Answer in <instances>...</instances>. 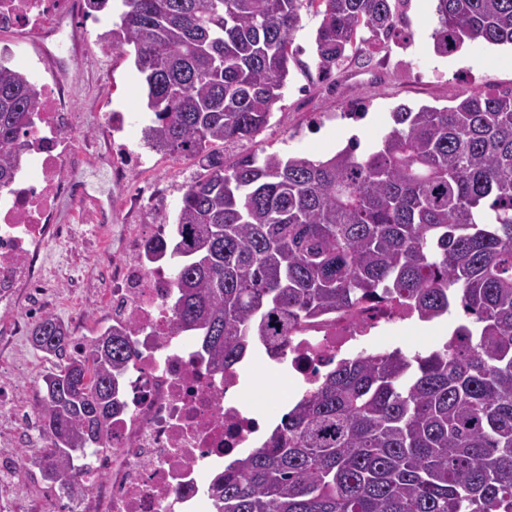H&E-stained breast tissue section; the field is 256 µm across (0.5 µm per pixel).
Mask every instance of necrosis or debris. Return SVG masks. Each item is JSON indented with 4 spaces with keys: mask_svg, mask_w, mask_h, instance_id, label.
Listing matches in <instances>:
<instances>
[{
    "mask_svg": "<svg viewBox=\"0 0 512 512\" xmlns=\"http://www.w3.org/2000/svg\"><path fill=\"white\" fill-rule=\"evenodd\" d=\"M80 0H0V28L49 37L76 13ZM40 120L23 135L29 171L0 195V309H11L19 289L39 293L72 281V262L47 268L43 247L78 237L77 225L57 223L60 204L72 193L64 178L74 115L59 94L44 89ZM128 227L109 228L112 321H133L134 358L123 374L124 409L112 419L111 451L95 468L76 474L87 492L82 512H212L213 471L230 455L251 450L260 418L274 417L275 392L247 369L211 367L194 337L175 328L174 290L167 264L153 261L147 240L126 258ZM413 311L369 303L354 311L305 323L288 343L295 388L314 387L323 368L352 353L382 352L387 334L414 323Z\"/></svg>",
    "mask_w": 512,
    "mask_h": 512,
    "instance_id": "necrosis-or-debris-1",
    "label": "necrosis or debris"
}]
</instances>
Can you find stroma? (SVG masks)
<instances>
[{
  "mask_svg": "<svg viewBox=\"0 0 512 512\" xmlns=\"http://www.w3.org/2000/svg\"><path fill=\"white\" fill-rule=\"evenodd\" d=\"M404 18L402 35L387 43L384 55L370 58L358 53L331 76L322 77L315 68L314 43L321 18L315 12L302 11L293 34L298 65L291 70L282 99L253 140L225 145V161L260 150L329 158L338 152L344 131L353 127L346 120L333 122L332 117L352 106L367 109L366 119L355 127L363 147L368 148L389 131L391 113L398 105L443 108L454 105L467 91L512 90V67L490 65L486 46L468 42L458 55L435 53L431 34L436 15L426 0H409ZM110 23L107 17L89 23L78 13L57 45L45 44L39 36L21 30L1 32L0 45L9 46L15 65L31 71L41 84L64 91L70 110L76 114L73 150L80 168L72 178L73 196L60 208L59 223L171 224L185 185L201 168L197 159L154 152L122 186H115L112 136L106 117L113 111L125 113L129 121L125 136L138 145L142 142L146 106L143 79L134 65L133 53H104L95 44L97 34ZM69 250L81 260L77 278L106 276L107 268L98 257L91 233L66 246L50 244L45 255L54 262ZM94 297V292L67 288L55 301L46 302L44 310L80 325L86 336L95 337L110 326L112 312ZM462 317V311L456 309L448 317L401 328L402 351L431 350L433 340L444 339L449 327ZM55 364V359L34 349L28 337L0 339V374L7 376L17 390V408L31 403L30 383L41 382ZM0 426L12 433L11 441L0 445V506L5 512H40L48 498L57 499L61 512H73L74 502L51 488L34 463L17 470L15 463L26 452L27 424L10 412L0 411Z\"/></svg>",
  "mask_w": 512,
  "mask_h": 512,
  "instance_id": "1",
  "label": "stroma"
}]
</instances>
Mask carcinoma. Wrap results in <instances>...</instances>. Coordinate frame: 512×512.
<instances>
[{
    "label": "carcinoma",
    "instance_id": "1",
    "mask_svg": "<svg viewBox=\"0 0 512 512\" xmlns=\"http://www.w3.org/2000/svg\"><path fill=\"white\" fill-rule=\"evenodd\" d=\"M408 0H121L104 52H134L147 88L145 144L200 158L167 256L172 314L215 369L256 343L274 359L301 324L366 302L423 321L471 318L424 355L356 354L322 374L271 434L213 479L214 512H512V92H465L452 107L399 105L379 147L328 159L220 146L269 122L294 64L293 33L321 16L316 68L329 76L365 42L401 32ZM432 38L512 45V0H436ZM42 89L0 65V191L18 177ZM58 359L35 398L51 446L33 463L72 500L89 448L123 407L128 329L67 356L57 318L31 330Z\"/></svg>",
    "mask_w": 512,
    "mask_h": 512
}]
</instances>
